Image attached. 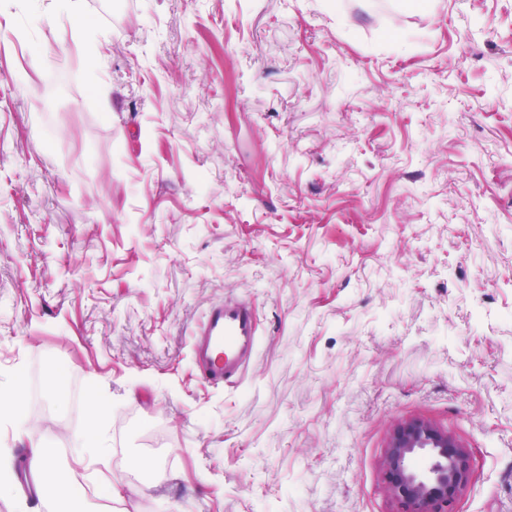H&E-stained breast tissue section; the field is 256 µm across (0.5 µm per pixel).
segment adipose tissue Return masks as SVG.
Returning <instances> with one entry per match:
<instances>
[{"instance_id": "1", "label": "adipose tissue", "mask_w": 512, "mask_h": 512, "mask_svg": "<svg viewBox=\"0 0 512 512\" xmlns=\"http://www.w3.org/2000/svg\"><path fill=\"white\" fill-rule=\"evenodd\" d=\"M108 450L109 440L98 430L76 451L70 466L58 465L54 449L44 444L31 446L29 455L32 465L40 471L46 486L64 496L72 488L76 467L91 466L97 459L106 456Z\"/></svg>"}]
</instances>
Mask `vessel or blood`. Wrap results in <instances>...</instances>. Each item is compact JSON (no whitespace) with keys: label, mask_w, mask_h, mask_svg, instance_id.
Returning <instances> with one entry per match:
<instances>
[{"label":"vessel or blood","mask_w":512,"mask_h":512,"mask_svg":"<svg viewBox=\"0 0 512 512\" xmlns=\"http://www.w3.org/2000/svg\"><path fill=\"white\" fill-rule=\"evenodd\" d=\"M257 329L255 313L246 300L228 297L212 305L194 338L200 374L216 385L240 378L256 354Z\"/></svg>","instance_id":"b4317fda"}]
</instances>
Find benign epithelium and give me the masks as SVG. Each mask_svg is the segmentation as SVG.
<instances>
[{"mask_svg":"<svg viewBox=\"0 0 512 512\" xmlns=\"http://www.w3.org/2000/svg\"><path fill=\"white\" fill-rule=\"evenodd\" d=\"M398 512H456L472 460L448 432L420 419L395 425L383 462Z\"/></svg>","mask_w":512,"mask_h":512,"instance_id":"obj_1","label":"benign epithelium"}]
</instances>
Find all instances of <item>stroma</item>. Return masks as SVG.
I'll return each mask as SVG.
<instances>
[{
  "label": "stroma",
  "instance_id": "1",
  "mask_svg": "<svg viewBox=\"0 0 512 512\" xmlns=\"http://www.w3.org/2000/svg\"><path fill=\"white\" fill-rule=\"evenodd\" d=\"M78 2L0 0V512L97 427L87 512H395L412 418L472 455L458 512H512V0ZM257 329L255 313L246 300L224 297V302L212 305L194 338L200 374L216 385L240 378L256 354Z\"/></svg>",
  "mask_w": 512,
  "mask_h": 512
}]
</instances>
